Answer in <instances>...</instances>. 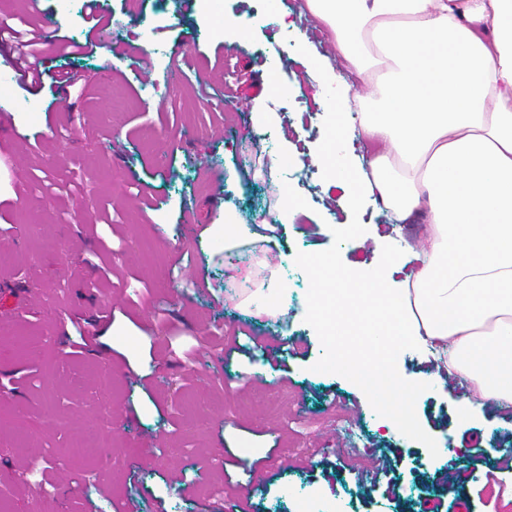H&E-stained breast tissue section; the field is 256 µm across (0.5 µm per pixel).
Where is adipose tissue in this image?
<instances>
[{
	"label": "adipose tissue",
	"mask_w": 512,
	"mask_h": 512,
	"mask_svg": "<svg viewBox=\"0 0 512 512\" xmlns=\"http://www.w3.org/2000/svg\"><path fill=\"white\" fill-rule=\"evenodd\" d=\"M366 91L326 88L323 109L355 106L380 144L366 164L337 146L321 158L350 206L382 198L395 224L424 230L407 255L343 270L314 294L336 365L401 400L395 424L416 434L409 404L436 377L398 382V348L424 346L475 384L476 404L512 408V0H307Z\"/></svg>",
	"instance_id": "obj_1"
}]
</instances>
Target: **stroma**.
Returning a JSON list of instances; mask_svg holds the SVG:
<instances>
[{
  "instance_id": "obj_1",
  "label": "stroma",
  "mask_w": 512,
  "mask_h": 512,
  "mask_svg": "<svg viewBox=\"0 0 512 512\" xmlns=\"http://www.w3.org/2000/svg\"><path fill=\"white\" fill-rule=\"evenodd\" d=\"M101 2L105 39L67 58L59 43L86 39L84 0H44L38 15L28 0H0V14L44 34L33 62L48 75L20 83L0 44V96L11 97L0 291L23 302L0 306V379L11 383L0 392V512H121L132 499L139 512H512V467L498 458L512 449V411L486 406L459 423L466 382L419 390V424L444 450L432 455L380 427L389 408L374 391L322 366L329 339L307 257L370 270L418 231L375 202L350 208L313 162L339 117L315 104L302 60L343 73L332 35L307 38L319 20L299 0H280L293 23L284 34L268 25L267 0ZM220 13L245 18L251 42L226 48ZM274 48L285 97L264 82ZM62 70L81 76L66 104L50 80ZM150 82L160 90L147 96ZM274 157L275 175L261 176ZM282 186L301 206L290 224L276 220ZM228 208L256 233L243 247L276 272L268 288L226 295L225 280L248 271L224 245ZM337 221L357 230L343 247ZM267 291L286 307L281 321L258 310ZM260 350L281 366L253 372Z\"/></svg>"
}]
</instances>
